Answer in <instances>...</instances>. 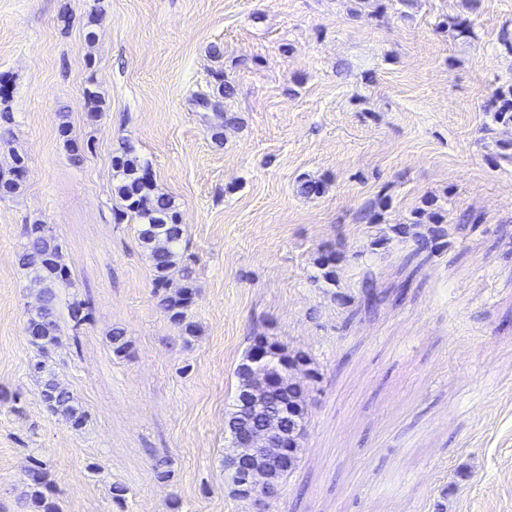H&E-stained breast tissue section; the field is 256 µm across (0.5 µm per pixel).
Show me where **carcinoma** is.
Wrapping results in <instances>:
<instances>
[{
    "instance_id": "cac0c4a2",
    "label": "carcinoma",
    "mask_w": 512,
    "mask_h": 512,
    "mask_svg": "<svg viewBox=\"0 0 512 512\" xmlns=\"http://www.w3.org/2000/svg\"><path fill=\"white\" fill-rule=\"evenodd\" d=\"M501 125L502 159L512 162V85L498 87L486 103ZM70 155L79 161L93 149L90 140L80 141L63 125L59 129ZM26 162L14 161L9 175L0 173V198L20 193ZM113 190L121 201L122 213L137 221L136 233L140 246L147 253L153 269V293L166 319L188 340L196 336V326L189 320L194 302L195 268L183 252L186 226L181 224L171 198L161 192L152 179L150 164L133 147H124L113 159ZM23 243L18 252V264L25 272L24 288L35 296L37 305L26 310L24 332L35 350L30 364L32 376L38 381V395L44 407L74 430L88 421V412L75 393L55 376L52 356L61 344L58 306L59 290L75 287L71 267L64 259V245L51 225L40 220L23 225ZM448 237V229L433 225L427 233H413L415 248L412 255L430 257ZM411 281L405 280L393 290H380L366 272L360 282L358 303L366 313H375L386 302L398 306L406 300ZM72 330L87 324L92 317V305L85 299H73L68 304ZM253 343L263 346L268 360L263 370L251 367V351H246L237 365L236 395L246 392L253 405L245 407L234 402L228 414V428H244L255 439L261 473L268 489L254 495L259 501L274 499L281 483L294 473L300 462L299 452L309 422L310 386L321 381L322 373L314 360L302 351H292L268 336H256ZM113 354L126 357L131 342L121 329L109 334ZM50 487L41 463L34 462L27 472L26 490L22 500L31 512H57L49 496Z\"/></svg>"
}]
</instances>
